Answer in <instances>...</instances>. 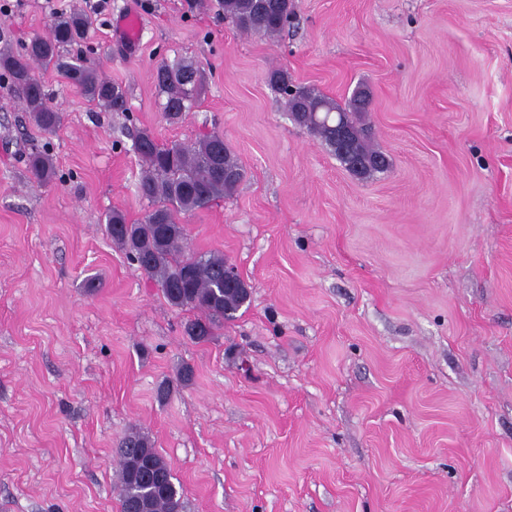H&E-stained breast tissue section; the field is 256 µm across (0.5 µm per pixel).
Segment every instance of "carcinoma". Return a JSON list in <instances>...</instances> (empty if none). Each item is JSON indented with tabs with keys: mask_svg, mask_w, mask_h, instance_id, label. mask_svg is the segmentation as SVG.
Instances as JSON below:
<instances>
[{
	"mask_svg": "<svg viewBox=\"0 0 512 512\" xmlns=\"http://www.w3.org/2000/svg\"><path fill=\"white\" fill-rule=\"evenodd\" d=\"M219 5L224 18L241 32L270 40L280 37L295 15L294 0H219ZM89 27V19L79 12L58 15L50 20L44 34L22 44L21 51L0 53V78L18 89L24 111L45 134L56 133L63 123V113L50 104L45 89L42 72L50 68L88 101L113 112L127 111L126 91L121 85L103 79L95 67L80 58L63 55L65 48L84 39ZM188 70L197 72L194 64L184 59L165 61L155 68L156 87L164 97L162 114L172 124L192 111L202 89L199 76L191 83L185 82ZM267 81L282 96L293 124L320 140L344 167H349L353 158L367 161L357 173L361 179L388 170L389 160L377 147L374 135L350 140L343 152L336 147V129L327 122V118L340 113L358 126L367 123L370 100L364 94L356 92L341 104L314 87L294 84L282 69L270 70ZM134 148L143 166L138 194L152 209L139 224L128 223L122 212L114 210L105 218L107 231L172 307L196 313L185 324V333L193 341H206L234 319L248 301L249 289L224 283V255H198L184 249L185 225L180 216L232 195L244 171L224 135L217 132L183 145L161 143L145 129L137 133ZM28 167L41 185L55 175L51 158L42 152L30 154ZM142 448L148 449L151 468L139 474L132 471L129 455ZM117 457L120 512H128L138 502L143 503L146 512L185 508L169 464L148 435L137 430L127 433L118 443Z\"/></svg>",
	"mask_w": 512,
	"mask_h": 512,
	"instance_id": "obj_1",
	"label": "carcinoma"
}]
</instances>
